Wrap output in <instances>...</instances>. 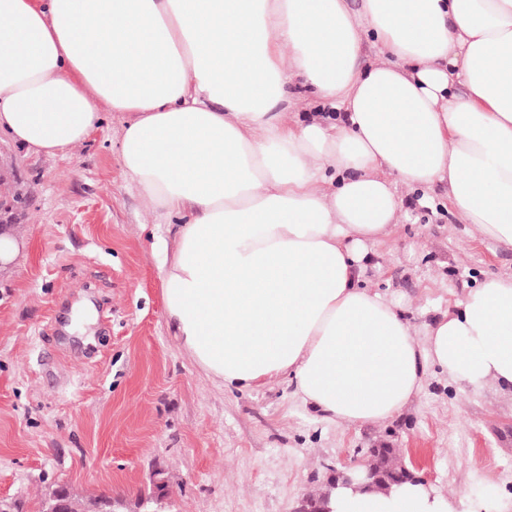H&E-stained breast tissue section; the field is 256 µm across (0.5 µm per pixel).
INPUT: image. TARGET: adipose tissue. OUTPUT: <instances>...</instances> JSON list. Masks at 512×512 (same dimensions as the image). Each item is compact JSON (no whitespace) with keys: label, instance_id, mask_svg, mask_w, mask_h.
I'll return each mask as SVG.
<instances>
[{"label":"adipose tissue","instance_id":"adipose-tissue-1","mask_svg":"<svg viewBox=\"0 0 512 512\" xmlns=\"http://www.w3.org/2000/svg\"><path fill=\"white\" fill-rule=\"evenodd\" d=\"M292 78L339 117H291ZM108 112L149 210L183 219L163 301L207 375L286 380L352 426L398 413L429 365L512 393V275L421 337L367 276L402 185L447 182L462 223L512 246V0H0V131L54 157ZM328 507L456 512L413 482Z\"/></svg>","mask_w":512,"mask_h":512}]
</instances>
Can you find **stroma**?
<instances>
[{
    "label": "stroma",
    "instance_id": "35a3bbf8",
    "mask_svg": "<svg viewBox=\"0 0 512 512\" xmlns=\"http://www.w3.org/2000/svg\"><path fill=\"white\" fill-rule=\"evenodd\" d=\"M122 115L66 155L0 134V168L28 192L11 269L0 274V501L42 512L57 486L138 512L155 471L164 512H294L327 491L329 467L383 443L458 512H512V399L427 367L397 415L325 420L286 382L243 389L209 378L180 347L160 266L176 224L157 223L111 143ZM403 218L368 276L404 298L417 332L491 275L512 247L478 236L448 186L399 190Z\"/></svg>",
    "mask_w": 512,
    "mask_h": 512
}]
</instances>
